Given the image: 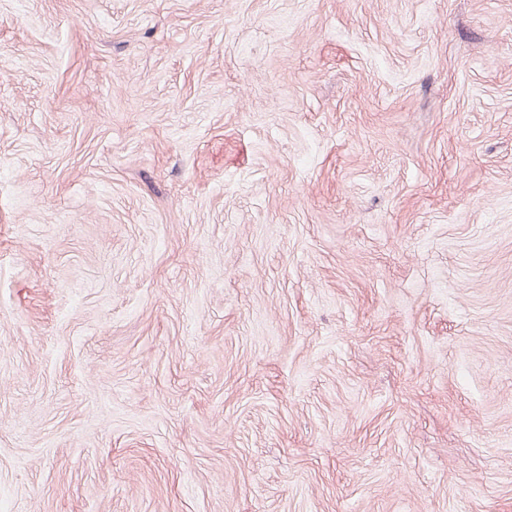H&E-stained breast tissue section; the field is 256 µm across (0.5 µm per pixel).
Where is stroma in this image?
I'll list each match as a JSON object with an SVG mask.
<instances>
[{
  "label": "stroma",
  "mask_w": 512,
  "mask_h": 512,
  "mask_svg": "<svg viewBox=\"0 0 512 512\" xmlns=\"http://www.w3.org/2000/svg\"><path fill=\"white\" fill-rule=\"evenodd\" d=\"M0 512H512V0H0Z\"/></svg>",
  "instance_id": "obj_1"
}]
</instances>
